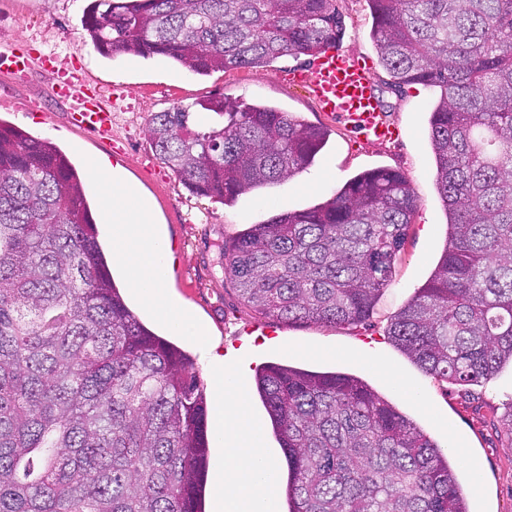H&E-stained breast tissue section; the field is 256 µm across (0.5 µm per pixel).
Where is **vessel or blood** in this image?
Wrapping results in <instances>:
<instances>
[{
  "instance_id": "1",
  "label": "vessel or blood",
  "mask_w": 512,
  "mask_h": 512,
  "mask_svg": "<svg viewBox=\"0 0 512 512\" xmlns=\"http://www.w3.org/2000/svg\"><path fill=\"white\" fill-rule=\"evenodd\" d=\"M30 67L31 61L23 50L0 52L1 69L18 74ZM293 79L306 88L321 111L341 115L358 136L376 143L393 138L394 130L373 93L368 69L341 50H325L310 70L294 73ZM78 80L75 74L59 77L55 95L69 100V120L75 128L93 133L100 140H110L111 104L96 88L72 96L71 88Z\"/></svg>"
}]
</instances>
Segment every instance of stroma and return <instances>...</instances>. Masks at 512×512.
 <instances>
[{
  "mask_svg": "<svg viewBox=\"0 0 512 512\" xmlns=\"http://www.w3.org/2000/svg\"><path fill=\"white\" fill-rule=\"evenodd\" d=\"M89 2L0 0V49L27 48L34 57L26 75L0 73V121L49 139L71 156L78 170H85L88 159L107 160L148 201L172 249V293L206 330L203 336H180L176 342L191 355L208 398L216 396L218 361L248 381L272 361L358 376L413 417L442 449L456 450L457 474L471 512H512V432L505 426L512 414V367L477 385L446 383L423 373L386 336L392 316L434 269L444 248L446 219L428 138L434 90L421 84L391 87L371 40L366 0H338L345 25L339 47L371 66L385 118L399 131L398 138L382 144L356 140L346 121L323 115L305 88L289 81L290 71L310 68L313 58L284 56L260 67L207 76L159 56L106 58L84 30ZM80 67L104 93L124 94L112 113L113 144L74 130L67 102L51 92L57 72ZM220 95L274 105L325 126L329 142L306 172L265 193L241 195L230 206L192 194L157 158L146 127L155 113L173 107L194 112L199 101ZM375 168L404 174L418 207L372 315L351 326L284 323L277 338L258 341L254 331L263 319L242 302L235 280L225 275V245L250 225L322 202L353 176ZM404 382L414 387L419 401L403 394Z\"/></svg>",
  "mask_w": 512,
  "mask_h": 512,
  "instance_id": "stroma-1",
  "label": "stroma"
}]
</instances>
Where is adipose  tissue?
Here are the masks:
<instances>
[{"label":"adipose tissue","mask_w":512,"mask_h":512,"mask_svg":"<svg viewBox=\"0 0 512 512\" xmlns=\"http://www.w3.org/2000/svg\"><path fill=\"white\" fill-rule=\"evenodd\" d=\"M106 161L90 175L102 188V212L112 226L113 246L124 252L132 289L143 303L175 333L200 336L204 329L170 295L167 285L168 245L161 234H141V212L132 200L133 188L108 181ZM216 435L223 449L218 469V512H276L279 462L264 445L246 390L234 369L217 367Z\"/></svg>","instance_id":"ef3b65f1"}]
</instances>
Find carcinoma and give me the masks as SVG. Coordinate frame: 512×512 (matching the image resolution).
<instances>
[{"instance_id":"1","label":"carcinoma","mask_w":512,"mask_h":512,"mask_svg":"<svg viewBox=\"0 0 512 512\" xmlns=\"http://www.w3.org/2000/svg\"><path fill=\"white\" fill-rule=\"evenodd\" d=\"M398 84L429 119L447 216L440 260L392 318L426 374L474 385L512 365V0H367ZM104 57L162 55L200 76L321 54L336 0H92ZM174 108L147 135L193 193L232 203L307 169L327 131L264 104ZM417 208L376 170L251 225L224 248L247 306L279 322L360 323ZM193 363L126 305L82 180L52 143L0 122V512H204L206 394ZM253 388L288 463V512H470L448 456L363 380L266 365Z\"/></svg>"}]
</instances>
